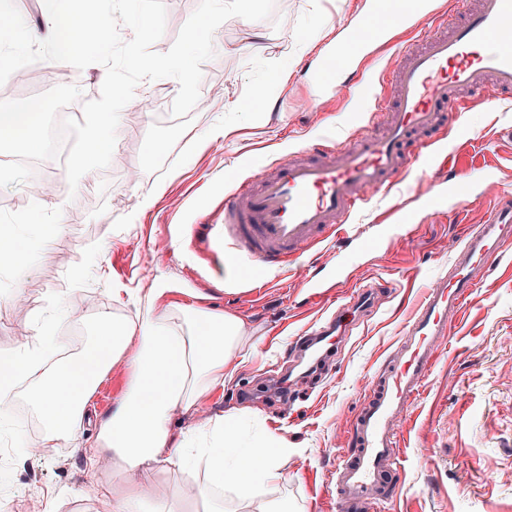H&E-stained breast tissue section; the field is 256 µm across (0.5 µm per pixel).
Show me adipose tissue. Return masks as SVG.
Masks as SVG:
<instances>
[{"label": "adipose tissue", "instance_id": "1", "mask_svg": "<svg viewBox=\"0 0 512 512\" xmlns=\"http://www.w3.org/2000/svg\"><path fill=\"white\" fill-rule=\"evenodd\" d=\"M60 236L56 225L27 241L16 225L1 224L0 269H24L34 245ZM53 329V321H44L33 343L0 354V423L10 416L18 383L31 381L48 447L74 448L92 467L117 461L134 477L121 496L100 487V494L112 499V512H136L145 483L167 462L205 464L209 479L197 489L201 498H213L216 489L224 488L235 491L240 512H282L263 488L284 481L282 460L288 451L276 438L245 436L235 417L179 444L173 455L164 453L174 410L192 408L223 384L237 359L243 342L237 317L191 305L169 316L148 311L131 323L102 312L92 321V343L66 360L54 357ZM120 361L131 372L128 388L111 412L97 420L94 438L86 439L84 420L93 389Z\"/></svg>", "mask_w": 512, "mask_h": 512}]
</instances>
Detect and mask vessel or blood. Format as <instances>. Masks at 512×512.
Wrapping results in <instances>:
<instances>
[{
  "mask_svg": "<svg viewBox=\"0 0 512 512\" xmlns=\"http://www.w3.org/2000/svg\"><path fill=\"white\" fill-rule=\"evenodd\" d=\"M462 16L438 0H366L359 20L340 43L315 60L318 83L354 71L376 36L394 52L391 74L367 80L361 93L375 111L390 116L384 132L359 126L352 141L303 146L256 180L230 177L224 221L213 225L222 257L247 258L253 268L281 270L304 252L335 241L350 243L347 221L371 194L391 188L411 169H425L430 147L448 125L460 124L475 97L493 104L512 94V0H461ZM512 250V195L499 196L487 219L466 226L450 270L423 289L412 318L375 376L369 399L356 416L354 446L336 467L338 512H353L382 489L400 460L396 425L414 403L444 344L479 283ZM339 271L310 278L307 298L332 303L326 284ZM374 296L364 286L332 303L336 312L317 324L311 340L342 335L352 313L367 310Z\"/></svg>",
  "mask_w": 512,
  "mask_h": 512,
  "instance_id": "obj_1",
  "label": "vessel or blood"
}]
</instances>
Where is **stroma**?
Returning <instances> with one entry per match:
<instances>
[{"mask_svg": "<svg viewBox=\"0 0 512 512\" xmlns=\"http://www.w3.org/2000/svg\"><path fill=\"white\" fill-rule=\"evenodd\" d=\"M364 5L275 0L271 18L258 26L229 18L214 33V57L201 66V109L172 118L178 85L168 78L141 81L144 98L123 108L107 168L86 173L72 189L56 161L45 160L38 166L41 195H31L25 183L0 188V223H25L36 210L42 223L64 227L63 239L37 249L24 271L0 272V352L18 349V336H33L51 313L61 333L76 310L90 318L108 312L134 320L152 288L155 314L191 304L236 316L245 331L243 362L195 408L174 414L172 439L210 430L231 415L283 439L286 480L269 495L287 512H336L325 494L336 457L351 443L370 382L394 350L419 288L447 273L462 225L482 223L493 199L512 189V100L492 108L472 101L468 136L450 128L443 140L475 174L469 194L424 208L431 185L448 178L437 165L374 194L352 217L353 234L367 239L377 225L405 219L410 232L363 255L338 245L320 249L323 263L346 273L334 288L337 296L383 282L373 307L320 366L285 377L283 385H265L267 369L293 360L299 336L330 311L306 300L300 283L310 269L302 260L268 273L259 297L245 282L225 284L213 271L209 227L224 221L229 171L246 177L319 136L340 143L349 137L357 87L340 76L335 85L316 89L304 68ZM35 68L33 81L11 89L8 99L65 81L93 100L106 75L100 64L79 70L41 61ZM257 86L264 95L255 104ZM215 125L227 135L207 142ZM153 194L155 206L143 210V199ZM41 426L30 387L19 384L10 423L0 428V448L12 451L7 466H0V512H110L94 487L105 481L123 488L125 470L114 462L90 470L70 447L29 448L31 432ZM398 432L403 453L394 480L400 493L372 500L368 512H512V271L481 281ZM206 476L201 466L164 465L146 497L177 512H203L196 490Z\"/></svg>", "mask_w": 512, "mask_h": 512, "instance_id": "obj_1", "label": "stroma"}]
</instances>
